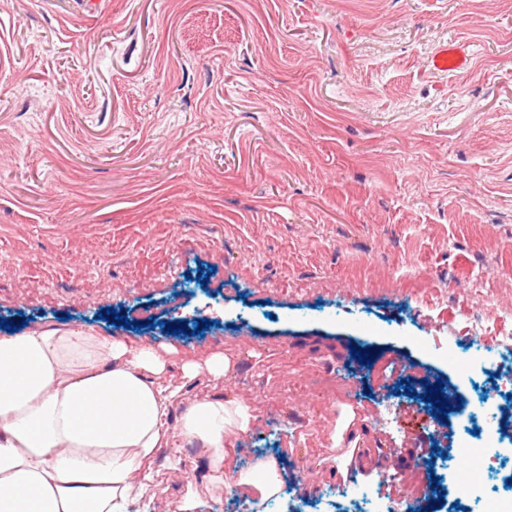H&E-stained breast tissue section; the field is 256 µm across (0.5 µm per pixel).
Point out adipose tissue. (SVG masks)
I'll return each mask as SVG.
<instances>
[{
    "label": "adipose tissue",
    "mask_w": 512,
    "mask_h": 512,
    "mask_svg": "<svg viewBox=\"0 0 512 512\" xmlns=\"http://www.w3.org/2000/svg\"><path fill=\"white\" fill-rule=\"evenodd\" d=\"M234 367L214 352L185 359L171 345H132L91 328L44 325L0 333V512H131L151 502L164 448L193 445L202 482L164 512H196L227 491L278 499L276 465L234 468L228 448L255 419L240 396L183 401L185 384H221Z\"/></svg>",
    "instance_id": "1"
}]
</instances>
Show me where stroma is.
I'll return each instance as SVG.
<instances>
[{
	"instance_id": "obj_1",
	"label": "stroma",
	"mask_w": 512,
	"mask_h": 512,
	"mask_svg": "<svg viewBox=\"0 0 512 512\" xmlns=\"http://www.w3.org/2000/svg\"><path fill=\"white\" fill-rule=\"evenodd\" d=\"M449 40L473 58L434 70ZM491 310L512 322V0H0V320L233 357L235 467L274 460L305 512L350 485L393 512L422 463L482 512L451 484L467 426L415 390ZM511 368L473 359V401ZM198 463L162 449L157 481Z\"/></svg>"
}]
</instances>
